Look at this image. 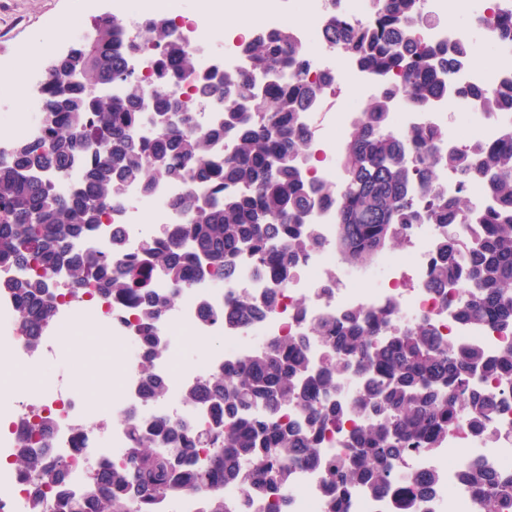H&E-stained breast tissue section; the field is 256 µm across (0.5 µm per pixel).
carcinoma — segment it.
I'll list each match as a JSON object with an SVG mask.
<instances>
[{"label":"carcinoma","mask_w":512,"mask_h":512,"mask_svg":"<svg viewBox=\"0 0 512 512\" xmlns=\"http://www.w3.org/2000/svg\"><path fill=\"white\" fill-rule=\"evenodd\" d=\"M417 2L368 0L372 24L355 27L333 15L326 28L327 39L382 85L359 112L338 160L344 190L336 204L335 248L346 264L363 268L389 244H407V225L441 224L428 287L442 292L459 283L468 297L455 310L458 319L512 330V130L495 150L472 145L469 163L454 148L438 152L445 128L417 132L415 158L407 138L387 128L394 97L418 106L450 95L452 75L470 54L467 44L423 42ZM490 24L495 37L512 39V12L495 11ZM123 28L116 17L100 22L72 41L69 56L41 66L42 135L0 151V266L24 272L11 288L18 326L33 347L54 321L57 297L77 299L90 281L104 298L130 301L140 315L148 404L167 393L155 371L163 344L158 328L182 289L233 277L244 255L278 288L317 243L307 218L336 190L303 172L311 134L300 117L318 109L336 80L307 79L290 27L257 32L247 48L248 71L236 73L202 69L175 22L157 19L140 29L135 44L160 49L147 111L144 80L124 69L117 39ZM184 82L216 102L221 122L193 129L191 106L173 91ZM115 83L123 88L119 99L106 92ZM463 94L481 112H512V75L492 89L469 87ZM439 166L458 174L452 199L434 184ZM76 167L82 181L59 191ZM482 178L491 200L485 208L465 196L471 181ZM166 182L189 187L168 201L184 216L176 232L164 227L144 236L139 253L123 262L112 259L123 252L117 235L107 252L74 251L131 188L148 192ZM466 215L480 230L464 246L455 226ZM155 271L170 283L164 294L145 287ZM274 309L273 292L264 299L242 294L207 317L242 332ZM310 336L325 352L319 370L309 366ZM352 374L358 387L344 404L336 400L337 384ZM488 379L512 384V347L488 360L475 347L443 342L427 320L400 327L385 315L353 310L341 319H317L304 336L275 338L187 388L183 403L207 405V428L191 433L161 416L148 426L129 420L124 462L99 465L78 496L63 492L70 481L63 460L23 453L14 466L34 480L33 512H146L187 495L201 501L200 512H249L251 501L228 502L224 487L245 485L281 505L292 472L307 467L324 472L327 512H342L353 488L385 494L400 480L420 500L436 478L405 471L406 458L434 453L462 415L474 424L491 417L498 403L476 384ZM288 407L303 421L282 423L278 412ZM352 412L367 422L350 435L346 457H331L321 448L322 435ZM466 477L480 495L481 512H512V475L474 463Z\"/></svg>","instance_id":"obj_1"}]
</instances>
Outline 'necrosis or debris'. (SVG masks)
Segmentation results:
<instances>
[{
    "label": "necrosis or debris",
    "instance_id": "4bbe7bcc",
    "mask_svg": "<svg viewBox=\"0 0 512 512\" xmlns=\"http://www.w3.org/2000/svg\"><path fill=\"white\" fill-rule=\"evenodd\" d=\"M222 0H195L190 16H183L175 7V0H114L112 9L120 14L128 34H135L149 21L169 17L175 20L185 47L196 52L202 68H209L208 50L213 43L224 45L221 62L228 71L247 68L245 49L248 36H229L217 29L214 20ZM255 25L262 31L274 33L287 27L289 14L302 18L296 29L297 38L305 55L312 59L316 72H334L338 84L355 87L356 95L333 102L332 119L327 128L314 132L312 149L321 161L315 176L323 183L342 187L343 174L334 156L325 154L322 143L326 138H346L352 113L360 111L376 92L371 76L361 70L351 58L343 55L325 37L324 30L330 14L327 0H247ZM418 8L427 21L419 27L420 37L428 43H468L469 30L461 27L457 17L465 6L462 0H419ZM498 66L486 68L471 63L457 70L452 81L458 86L491 88L502 77L512 73V42L497 46ZM12 79L27 93L26 107L13 113L8 126H0V149L9 150L13 142L37 137L41 128L35 115L41 106L44 77L40 70L30 69L13 73ZM467 118L473 139L485 148L498 147L507 128H512V113L491 115L476 111L461 99L440 98L421 108H410L397 102L389 116L388 127L395 133L412 137L417 130L428 127L448 129V140L440 144V151L448 147L465 148L466 142L448 128L449 112ZM181 183H163L153 194H134L132 203L113 213L111 224L102 225L96 237L81 242V250L105 251L110 246L112 224H121L124 230L126 254L137 253L144 235L143 217L152 214L157 223L176 229L183 222L181 213L168 208V200L183 195ZM317 226L319 243L311 249L278 290L274 312L250 333L222 332L220 326L206 316L207 311L226 307L233 295L249 293L260 297L269 287L266 279L256 276L250 263H242L238 274L223 287L196 285L185 289L179 300L160 325L163 349L155 360V370L168 384L163 402L144 405L140 395V349L131 306L115 300L107 304L94 295L82 299L62 300L48 333L42 336L38 349H30L25 336L14 319V300L5 284L17 275L11 267L0 266V365L21 363L29 371L46 372L47 393H30L25 400H13L10 394L0 392V421L6 425L0 435V456L14 459L18 454L40 451L42 440L30 439L29 427L38 419H46L53 426L51 446L57 457L66 460L72 472L70 490L79 491L87 472L99 464L101 457L120 462L129 446L126 427L104 423H87L78 406V394L68 378L60 372H47L57 351V334L72 332L84 317H96L99 332L123 346L121 361V391L113 408L120 415L136 414L148 422L154 416L167 415L188 421L193 427L209 426V411L201 406L188 407L182 401L185 388L202 380L222 367L249 358L261 347L262 341L280 336H298L312 321L323 315L343 316L360 309L371 315L385 314L392 322L409 319H429L441 338L459 347H478L488 355L498 354L512 345V332L493 326L474 328L455 316V307L465 296L464 288L452 286L445 295H438L426 286V276L436 256V243L441 229L434 224H412L407 228L408 244L405 251L383 257L382 277L374 287L362 280L336 271V206L324 202L311 216ZM194 336L223 334L224 347L208 352L198 362L181 361L178 338L182 333ZM499 403L497 412L484 423L483 432H476L467 418H460L448 431L442 448L436 453H412L409 468L414 472H431L439 480V487L427 501L428 512H478V494L463 473L474 461H482L492 469L512 473V440L491 442V434L512 429V393L501 395L498 385L486 387ZM33 482L17 471L0 465V512H30ZM287 512H324L325 486L323 474L317 468L294 470L287 489Z\"/></svg>",
    "mask_w": 512,
    "mask_h": 512
}]
</instances>
